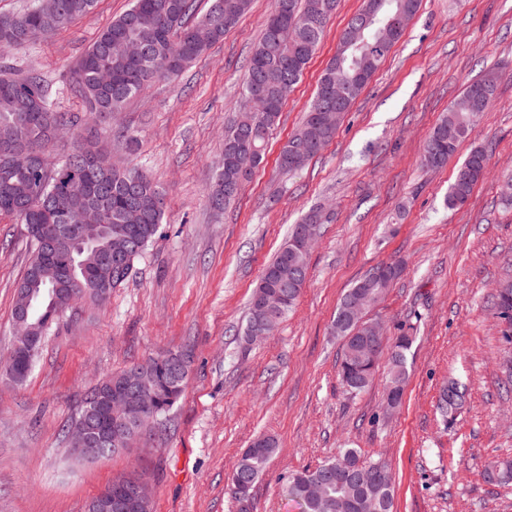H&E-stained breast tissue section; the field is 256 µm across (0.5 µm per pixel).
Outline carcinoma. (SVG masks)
<instances>
[{"label": "carcinoma", "instance_id": "obj_1", "mask_svg": "<svg viewBox=\"0 0 512 512\" xmlns=\"http://www.w3.org/2000/svg\"><path fill=\"white\" fill-rule=\"evenodd\" d=\"M96 0H57L52 10L42 13L38 2L14 14H0V50L47 39L68 28L74 20L90 13ZM421 0H362L361 8L343 28L334 56L322 70L302 124L288 138L279 155L298 143L309 146L304 161H309L333 139L340 120L379 70L391 49L401 39L405 23L419 11ZM251 0H210L201 14H195V0H131L122 15L112 20L86 51L72 73L74 92L89 107L96 120L110 118L123 111L125 105L142 96L154 83L178 75L187 65L202 56L213 44L245 15ZM338 7V0H274V9L292 23L287 41H279L272 31L274 13L263 21L259 41L251 51L241 97L243 111L236 121L224 129V167L211 186L208 197L211 208L220 212L230 204L250 181L252 172L241 175L232 162V153L242 144H254L252 167L265 160L269 136L277 126L288 93L297 85L321 44L328 24ZM138 44L143 54L132 57L127 47ZM108 73L112 83L101 82ZM499 74L494 70L469 82L462 94L467 98L474 85L487 87V94L475 109L451 106L429 135L422 163L433 169L442 167L455 154L460 143L479 122L483 112L495 98ZM263 106L247 104L251 96ZM76 120L53 108L51 89L33 71L17 75L0 65V148L35 146L47 151L56 141L60 129L73 132L69 152L57 161L55 168L15 167L0 159V213L13 216L19 224H44L52 232L55 224H73L87 209H96L107 225L106 235L96 241L81 242L73 256L48 254L38 238H31L32 255L21 281L34 288L30 317L42 324L38 342L27 358L35 361L46 335L63 316L66 306L52 301L53 289L63 284L64 267H87L88 275H80L68 284L74 293L92 291L101 282L111 288L123 286L129 278L126 271L116 272L98 266L97 250L114 238L129 237L136 245L129 251V262L135 263L148 246L161 234L164 224V199L158 183L145 170L123 167L112 159L107 145L96 136L82 137L74 131ZM489 156L481 147L473 148L457 168L448 187L444 204L453 210L463 206L477 184L487 173ZM130 207L138 208L143 222L126 227L123 215ZM298 225H293L287 241L265 267L254 286L245 326L256 322L260 297L278 292L284 304L272 317L278 325L297 305L309 271V254L294 252L293 240ZM397 265H377L369 269L345 292L337 308L333 331L343 341V356L338 370L341 385L350 393H358L370 385L383 356H388L387 399L401 401L409 370L407 353L412 338L406 334L395 339L388 352L378 350L365 357L360 337L373 327L370 321L345 318L351 296L358 290L368 297L369 306L378 303L398 278ZM495 303L501 321L504 341L512 344V294L495 292ZM148 379L169 382L168 369L152 356L96 383L94 390L105 395L123 382L134 369ZM189 371H184L177 398L161 394L156 404L157 416L170 413L182 397ZM466 388L455 380L440 391L437 408L446 417L465 403ZM278 441L261 436L252 441L237 458L229 481H245L256 485L269 461L276 454ZM359 468H376L383 472L381 481L361 485L356 481H338L336 473ZM483 476L490 485L512 483V461L493 460L485 465ZM286 492L299 507V512H393L394 479L382 461L366 463L358 448H342L336 458L310 470L291 475Z\"/></svg>", "mask_w": 512, "mask_h": 512}]
</instances>
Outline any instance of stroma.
<instances>
[{"instance_id":"stroma-1","label":"stroma","mask_w":512,"mask_h":512,"mask_svg":"<svg viewBox=\"0 0 512 512\" xmlns=\"http://www.w3.org/2000/svg\"><path fill=\"white\" fill-rule=\"evenodd\" d=\"M129 0L95 10L53 37L0 51L50 83L58 111L87 108L67 78ZM361 0H341L302 80L288 95L263 164L222 215L207 202L224 151V127L241 108L246 59L273 0L252 10L177 78L162 81L101 122L115 159L147 170L165 196V226L128 281L99 305H75L47 338L28 381L0 375V512H84L112 480L133 473L153 489L152 512H238L228 489L238 455L259 435L279 449L253 491V512H298L289 476L360 449L385 461L394 512H512V484L487 485V462L512 459V385L502 363L493 300L512 277V0H422L400 41L355 101L335 137L301 170L276 158L300 124L338 36ZM497 68V96L447 166H422L440 116L470 81ZM139 139L129 150L119 131ZM485 148L489 167L467 203L444 198L457 164ZM313 207L328 217L311 248L295 309L249 345L251 291L291 224ZM31 249L23 225L0 215V357L12 346L15 289ZM400 277L365 317L385 344L414 342L400 406L387 411L386 366L349 394L337 381L343 341L337 304L372 266ZM190 356L186 389L167 418L131 448L88 463L63 427L95 382L162 351ZM468 396L452 423L436 408L448 380Z\"/></svg>"}]
</instances>
